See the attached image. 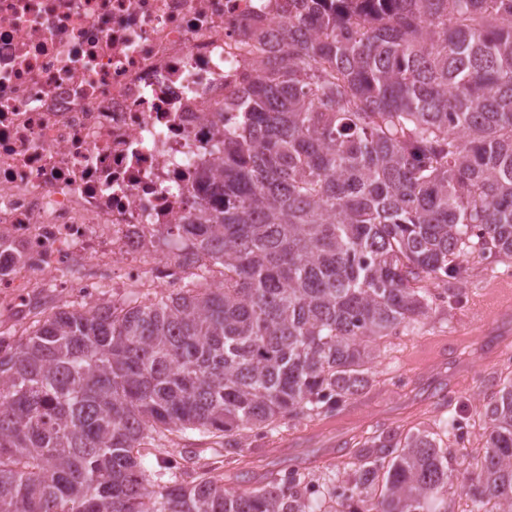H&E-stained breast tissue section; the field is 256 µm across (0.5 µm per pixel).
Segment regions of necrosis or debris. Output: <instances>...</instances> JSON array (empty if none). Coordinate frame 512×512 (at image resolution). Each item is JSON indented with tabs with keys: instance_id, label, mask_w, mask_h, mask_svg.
Wrapping results in <instances>:
<instances>
[{
	"instance_id": "1",
	"label": "necrosis or debris",
	"mask_w": 512,
	"mask_h": 512,
	"mask_svg": "<svg viewBox=\"0 0 512 512\" xmlns=\"http://www.w3.org/2000/svg\"><path fill=\"white\" fill-rule=\"evenodd\" d=\"M281 0H0V309L37 291L176 288L206 266L167 225L215 199L226 111Z\"/></svg>"
}]
</instances>
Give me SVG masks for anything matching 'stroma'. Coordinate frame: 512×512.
I'll return each mask as SVG.
<instances>
[{"label":"stroma","mask_w":512,"mask_h":512,"mask_svg":"<svg viewBox=\"0 0 512 512\" xmlns=\"http://www.w3.org/2000/svg\"><path fill=\"white\" fill-rule=\"evenodd\" d=\"M467 273L451 281V302L437 301L424 317L385 337L373 363L371 387L340 410L311 418L286 419L271 430L249 434L239 453L228 456L220 438L196 433L154 432L141 453L152 474L169 477L178 461L180 482L204 471L241 487V473L260 476L298 463L328 493L345 481L354 445L386 427L410 429L444 420H464L512 382V366L502 365L512 350V319L488 322L487 312L512 307V259L468 254ZM446 383L450 401L436 409L429 394Z\"/></svg>","instance_id":"stroma-1"}]
</instances>
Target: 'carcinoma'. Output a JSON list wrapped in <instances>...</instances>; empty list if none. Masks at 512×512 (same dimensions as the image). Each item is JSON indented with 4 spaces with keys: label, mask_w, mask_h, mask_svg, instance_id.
I'll return each instance as SVG.
<instances>
[{
    "label": "carcinoma",
    "mask_w": 512,
    "mask_h": 512,
    "mask_svg": "<svg viewBox=\"0 0 512 512\" xmlns=\"http://www.w3.org/2000/svg\"><path fill=\"white\" fill-rule=\"evenodd\" d=\"M281 55L227 103L219 202L171 224L224 269L123 307L73 302L0 331V512H448V484L512 512V383L480 414L475 470L387 427L352 453L340 508L293 469L243 490L158 482L154 427L224 439L342 407L424 283L512 257V0H284Z\"/></svg>",
    "instance_id": "cac0c4a2"
}]
</instances>
